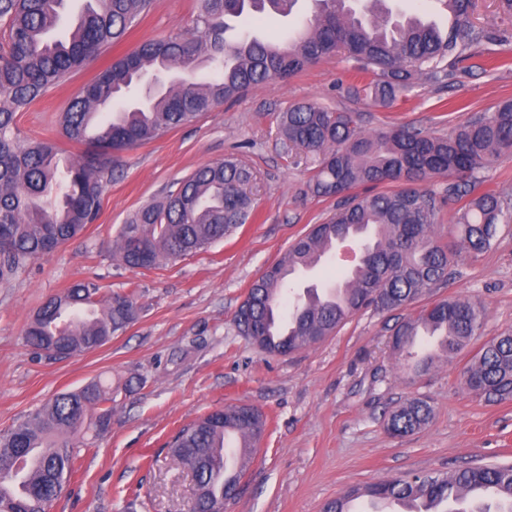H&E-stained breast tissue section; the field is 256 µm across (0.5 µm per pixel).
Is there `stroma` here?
<instances>
[{
    "instance_id": "1",
    "label": "stroma",
    "mask_w": 512,
    "mask_h": 512,
    "mask_svg": "<svg viewBox=\"0 0 512 512\" xmlns=\"http://www.w3.org/2000/svg\"><path fill=\"white\" fill-rule=\"evenodd\" d=\"M312 9V0H298L291 15L272 14L264 24L250 19L245 27L268 40L285 39ZM196 15V0H153L121 43L17 114L21 139H52L65 159L82 154L83 145L60 127L75 92L144 41L193 36ZM472 20L505 32V41L483 47L503 67L440 83L418 81L388 106L347 95L353 71L339 54L288 79L253 86L193 123L127 149L103 182L96 223L0 283V431L92 378L122 387L109 428L85 435L76 472L49 512H187L195 482L165 444L183 423L232 403L261 409L268 425L245 486L226 512H322L336 496L381 480L512 463V401H485L460 382L473 348L419 375L391 344L398 322L448 297L484 301V337L512 332V223L500 225L488 251L464 254L448 281L418 302L392 312L364 310L292 355L261 352L234 324L252 282L338 204L309 192L312 171L284 146L279 114L313 101L353 113L372 133L406 124L447 135L454 124L512 99V19L499 13L496 0H476ZM230 155L255 174L252 223L206 252L158 269L113 261L109 244L136 209ZM85 279L104 295L132 294L136 320L81 356L58 360L36 353L24 339L27 324L48 298ZM415 397L432 405L430 424L418 433L390 434L389 412Z\"/></svg>"
}]
</instances>
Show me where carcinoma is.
Wrapping results in <instances>:
<instances>
[{"label":"carcinoma","instance_id":"carcinoma-1","mask_svg":"<svg viewBox=\"0 0 512 512\" xmlns=\"http://www.w3.org/2000/svg\"><path fill=\"white\" fill-rule=\"evenodd\" d=\"M297 2L199 0L197 35L145 42L82 87L62 114V132L88 149L61 168L52 140L20 138L16 114L122 41L149 11L151 0H84L64 38L51 33L61 23L66 0H0L6 42L0 48V282L96 221L104 175L118 163L108 153L114 145L149 143L250 86L287 79L336 53L353 62L355 76L367 80L349 86V93L364 92L389 105L418 80L439 82L456 71L484 69L477 61L482 46L500 38L471 21L473 0H436L450 18L446 27L418 14L395 15L386 0L361 8L350 0H314L310 20L285 42L249 34L226 41V18L268 9L288 16ZM203 65L213 70L212 77L197 78ZM145 74L156 76L163 89L104 111L114 100L134 94ZM280 133L289 149L315 164L308 189L316 196L386 182L407 187L350 198L254 280L235 326L265 353L290 355L310 347L368 308L391 311L410 305L448 280L462 253L490 249L498 225L512 221L511 196L475 193L476 173L512 155V100L468 118L442 137L408 126L366 134L351 113L305 102L282 114ZM434 177L453 179L448 196L469 197L446 242L434 231L441 205L417 188ZM253 180V170L237 158L198 168L122 225L110 245L112 256L130 269L152 270L207 250L253 217ZM349 240L360 242L357 267L322 290L292 288L299 275ZM485 316L475 297L444 299L398 323L392 347L414 360V371H428L435 360L455 358L480 337ZM135 317L130 296H104L94 282H78L41 306L25 329V340L40 353L57 349L61 357L78 356L105 345ZM461 383L488 400H512V334L485 340L462 368ZM118 393L119 387L94 378L57 394L0 434V512H48L74 472L79 436L109 427ZM432 415L427 400L412 398L389 413L386 427L393 435H409L427 426ZM266 427L260 409L230 404L198 416L171 436L166 447L174 462L197 467L189 512H211L237 498ZM356 492L371 502L420 500L424 512H512V465L384 480L326 502L323 512H347V499Z\"/></svg>","mask_w":512,"mask_h":512}]
</instances>
